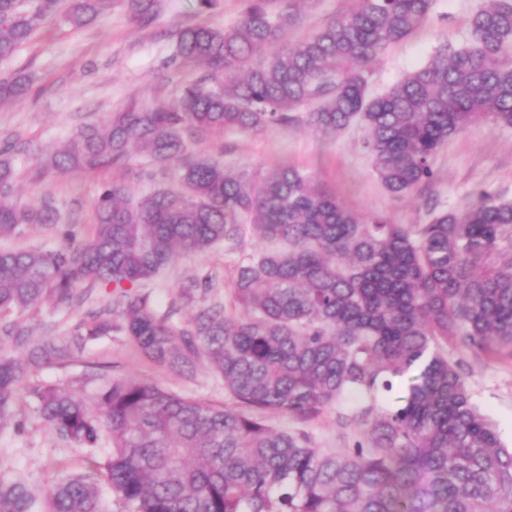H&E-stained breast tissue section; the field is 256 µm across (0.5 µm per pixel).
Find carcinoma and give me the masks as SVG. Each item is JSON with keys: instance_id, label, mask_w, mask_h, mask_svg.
<instances>
[{"instance_id": "cac0c4a2", "label": "carcinoma", "mask_w": 512, "mask_h": 512, "mask_svg": "<svg viewBox=\"0 0 512 512\" xmlns=\"http://www.w3.org/2000/svg\"><path fill=\"white\" fill-rule=\"evenodd\" d=\"M297 2L241 0L233 27L183 29L164 67L203 61L224 73L222 85L200 79L171 106L116 112L106 130L85 127L49 160L96 172L136 142L160 169L175 168L185 192L137 200L127 185L104 182L90 239L66 230L57 251L0 249L1 317L47 300L68 306L81 282L111 287L112 315L138 350L175 372L205 363L235 402L191 400L132 375L98 378L91 403L60 386L30 388L64 439L91 450L105 433L111 442L87 472L43 492L45 512H103L102 477L125 512H512V449L474 401L462 361L448 358L452 344L477 359H512V203L482 193L460 210L426 205V224L365 220L295 167L258 178L191 151L204 133L359 126L392 195L424 188L448 140L480 123L512 126V0H486L466 44L441 45L377 96L368 94L371 65L429 18L435 0H356L300 45H282ZM126 3L139 19L157 8ZM111 6L0 0V60L51 17L83 26ZM30 89L26 75L0 74L1 102ZM14 181L1 159V239L56 221L46 201L18 205ZM245 216L266 247L237 269V316L203 305L178 329L133 293L179 258L236 241ZM111 330L99 316L69 338L31 343L18 333L26 358L0 350V429L30 372ZM331 409L355 430L343 448L264 420L274 411L306 423ZM37 501L24 482L0 483V512H37Z\"/></svg>"}]
</instances>
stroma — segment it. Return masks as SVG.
<instances>
[{
  "label": "stroma",
  "instance_id": "stroma-1",
  "mask_svg": "<svg viewBox=\"0 0 512 512\" xmlns=\"http://www.w3.org/2000/svg\"><path fill=\"white\" fill-rule=\"evenodd\" d=\"M480 4L481 0H437L431 16L373 66L370 94L385 91L407 72L427 64L442 44L462 45L469 19ZM352 5L353 0H303L284 43L294 45L312 36ZM240 9L239 0H219L217 8L207 12L198 10L197 0H160L155 17L135 19L124 0H115L94 22L81 27L59 19L49 21L30 44L0 62V73L20 70L33 84L32 95L0 103V150L16 173L17 204L51 201L59 222L73 225L77 237L87 239L94 232L92 208L103 182L124 181L138 198L175 186L173 174L153 173L150 156L140 149L133 151L126 164L96 173L49 167L39 155L62 148L84 125L104 126L113 113L129 104L150 109L161 101L174 102L185 84L208 73L205 65L197 63L165 68L178 31L200 23L232 26ZM363 138V130L356 126L330 135L299 123L252 134H207L193 149L232 171L246 169L263 175L277 166L298 168L344 207L365 218L382 214L395 224L425 223L427 198L440 209L462 206L482 191L512 202V128L484 123L450 139L435 158L437 179L426 195L414 193L401 199L375 176L362 148ZM258 245L251 221L243 220L235 242L222 241L203 254L181 258L142 283L138 292L154 312L170 314L176 327L185 328L196 306L183 299L182 291L206 276L213 282L208 300L220 302L226 316H236V271ZM77 291L80 298L71 307L59 309L47 301L19 316V324L36 339L62 338L89 325L112 305L109 289L82 284ZM101 373L131 374L205 403L231 402L223 379L205 365L191 373H175L148 360L122 329L113 328L108 335L88 341L69 361L30 374L26 389L18 394L13 427L0 432V481L22 480L42 490L63 474L87 471V450L73 446L42 421L28 389L65 386L89 400L96 392L94 378ZM466 379L475 401L511 445L512 361L485 360L473 365Z\"/></svg>",
  "mask_w": 512,
  "mask_h": 512
}]
</instances>
